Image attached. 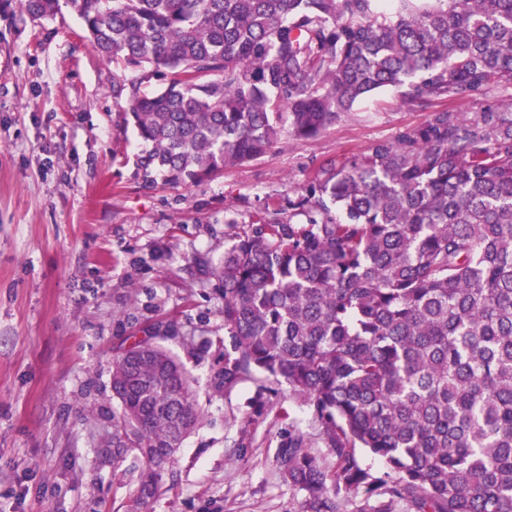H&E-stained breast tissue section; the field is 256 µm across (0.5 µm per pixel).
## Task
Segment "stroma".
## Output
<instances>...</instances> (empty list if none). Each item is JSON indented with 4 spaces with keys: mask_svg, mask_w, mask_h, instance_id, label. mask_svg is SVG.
I'll return each instance as SVG.
<instances>
[{
    "mask_svg": "<svg viewBox=\"0 0 512 512\" xmlns=\"http://www.w3.org/2000/svg\"><path fill=\"white\" fill-rule=\"evenodd\" d=\"M113 67L69 9L34 21L0 4V512H124L126 477L89 409L111 406L112 349L158 321L196 379L203 422L143 512H302L275 468L289 424L319 427L286 387L213 393L224 303L195 260L219 262L237 225L288 207L314 168L423 123L389 88L321 134L173 188L145 183Z\"/></svg>",
    "mask_w": 512,
    "mask_h": 512,
    "instance_id": "stroma-1",
    "label": "stroma"
}]
</instances>
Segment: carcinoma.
Segmentation results:
<instances>
[{"label": "carcinoma", "mask_w": 512, "mask_h": 512, "mask_svg": "<svg viewBox=\"0 0 512 512\" xmlns=\"http://www.w3.org/2000/svg\"><path fill=\"white\" fill-rule=\"evenodd\" d=\"M68 7L117 70L148 179L197 184L310 139L384 88L424 123L322 163L286 224L258 213L207 264L224 300L220 394L260 375L311 409L276 457L305 512H512V0H16ZM495 88L470 115L453 104ZM112 353V434L159 495L200 424L195 379L161 341ZM380 459L378 473L358 451Z\"/></svg>", "instance_id": "carcinoma-1"}]
</instances>
